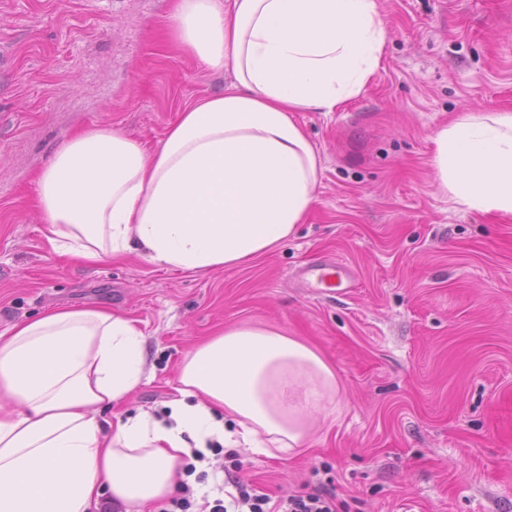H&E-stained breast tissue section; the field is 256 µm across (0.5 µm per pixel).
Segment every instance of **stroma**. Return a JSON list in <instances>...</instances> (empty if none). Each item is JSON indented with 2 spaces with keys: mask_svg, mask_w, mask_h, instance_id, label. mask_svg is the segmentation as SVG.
<instances>
[{
  "mask_svg": "<svg viewBox=\"0 0 512 512\" xmlns=\"http://www.w3.org/2000/svg\"><path fill=\"white\" fill-rule=\"evenodd\" d=\"M376 2L387 37L366 87L296 115L321 161L296 236L201 276L53 256L34 177L81 128L156 147L231 72L179 54L169 0H0V334L58 305L137 319L155 377L133 411L174 398L201 339L277 326L336 369L341 411L296 455L241 454L242 479L275 498L326 473L350 512H512V215L455 203L433 168L439 128L512 113V0ZM334 258L354 270L348 295L300 287L298 270Z\"/></svg>",
  "mask_w": 512,
  "mask_h": 512,
  "instance_id": "obj_1",
  "label": "stroma"
}]
</instances>
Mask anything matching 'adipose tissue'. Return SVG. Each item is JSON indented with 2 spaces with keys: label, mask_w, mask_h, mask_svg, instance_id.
Instances as JSON below:
<instances>
[{
  "label": "adipose tissue",
  "mask_w": 512,
  "mask_h": 512,
  "mask_svg": "<svg viewBox=\"0 0 512 512\" xmlns=\"http://www.w3.org/2000/svg\"><path fill=\"white\" fill-rule=\"evenodd\" d=\"M187 57L231 70L230 88L187 105L155 149L109 127L60 142L35 177L39 232L58 257L131 253L207 275L292 237L315 199L319 157L296 113L335 111L380 64L375 0H170ZM438 188L471 210L512 215V113L441 128ZM154 375L138 320L56 306L0 335V512H96L108 497L153 512L214 445L291 453L335 414L341 386L314 347L243 323L184 358L164 415L124 410Z\"/></svg>",
  "instance_id": "1"
}]
</instances>
